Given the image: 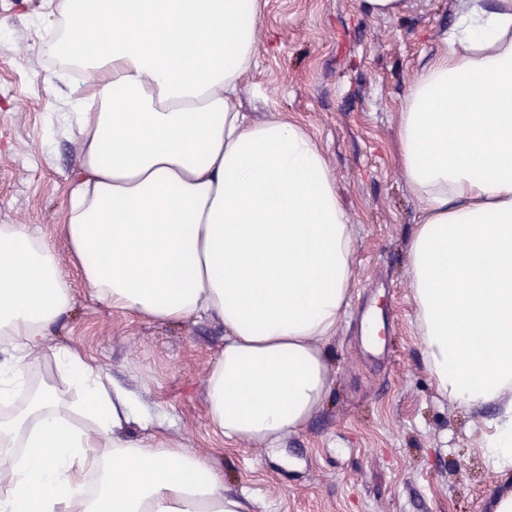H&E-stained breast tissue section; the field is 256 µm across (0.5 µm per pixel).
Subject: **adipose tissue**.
Wrapping results in <instances>:
<instances>
[{
    "label": "adipose tissue",
    "instance_id": "1",
    "mask_svg": "<svg viewBox=\"0 0 512 512\" xmlns=\"http://www.w3.org/2000/svg\"><path fill=\"white\" fill-rule=\"evenodd\" d=\"M267 0H46L42 59L77 131L62 224L94 301L160 323L214 319L206 415L275 448L332 390L354 227L304 125L253 122L241 93ZM408 85L397 163L420 215L407 244L414 326L436 393L496 403L480 452L512 474V0H455ZM75 303L52 238L0 224V512H251L206 458L159 433L103 369L49 335ZM52 356L61 384L34 380Z\"/></svg>",
    "mask_w": 512,
    "mask_h": 512
}]
</instances>
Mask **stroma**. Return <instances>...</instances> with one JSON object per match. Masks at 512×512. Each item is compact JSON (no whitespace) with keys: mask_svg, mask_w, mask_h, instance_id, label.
<instances>
[{"mask_svg":"<svg viewBox=\"0 0 512 512\" xmlns=\"http://www.w3.org/2000/svg\"><path fill=\"white\" fill-rule=\"evenodd\" d=\"M41 5L0 0V224L54 236L78 144L47 134L58 95L44 81L52 62L33 54L44 32L29 17ZM453 20V0H408L387 19L362 0H268L244 107L257 119L286 113L317 139L356 237L330 400L281 450L224 440L208 422L204 378L223 325L133 319L91 302L68 271L76 301L52 343L79 348L134 392L167 436L213 463L225 490L252 494L253 512H489L491 495L512 484L477 450L494 408L469 412L436 395L406 272L419 205L402 182L393 114Z\"/></svg>","mask_w":512,"mask_h":512,"instance_id":"1","label":"stroma"}]
</instances>
